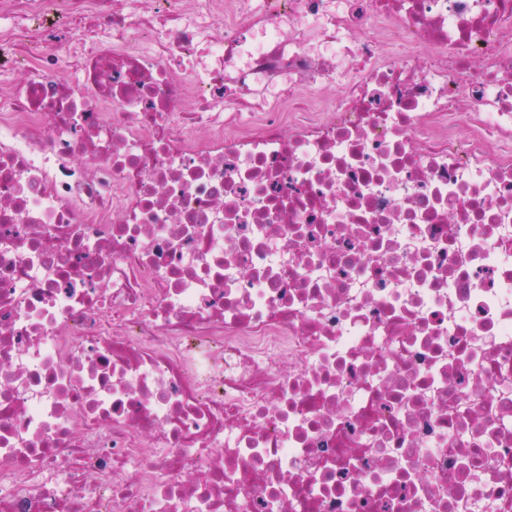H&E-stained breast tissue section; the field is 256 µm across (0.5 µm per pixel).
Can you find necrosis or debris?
<instances>
[{
	"mask_svg": "<svg viewBox=\"0 0 512 512\" xmlns=\"http://www.w3.org/2000/svg\"><path fill=\"white\" fill-rule=\"evenodd\" d=\"M115 2L0 0V512H512V0Z\"/></svg>",
	"mask_w": 512,
	"mask_h": 512,
	"instance_id": "obj_1",
	"label": "necrosis or debris"
}]
</instances>
